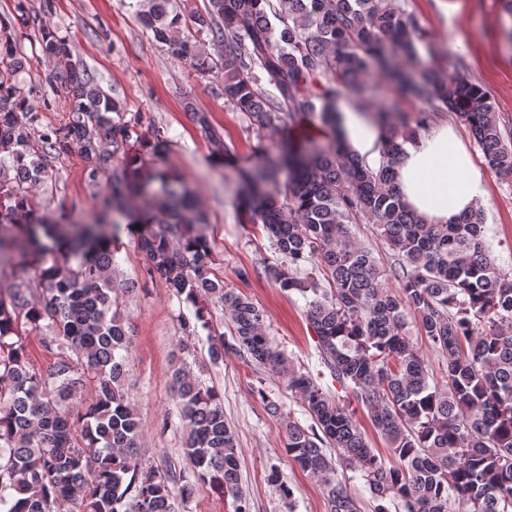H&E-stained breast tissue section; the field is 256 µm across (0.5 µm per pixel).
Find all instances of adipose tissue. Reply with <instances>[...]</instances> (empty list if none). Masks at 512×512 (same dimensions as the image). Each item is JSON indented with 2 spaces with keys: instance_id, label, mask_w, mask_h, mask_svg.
<instances>
[{
  "instance_id": "1",
  "label": "adipose tissue",
  "mask_w": 512,
  "mask_h": 512,
  "mask_svg": "<svg viewBox=\"0 0 512 512\" xmlns=\"http://www.w3.org/2000/svg\"><path fill=\"white\" fill-rule=\"evenodd\" d=\"M343 134L359 155L374 159L381 132L363 110L342 112ZM405 201L432 223L448 224L485 203L487 191L472 154L451 126L425 132L406 145L399 167Z\"/></svg>"
}]
</instances>
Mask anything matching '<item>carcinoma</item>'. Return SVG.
Here are the masks:
<instances>
[{
	"mask_svg": "<svg viewBox=\"0 0 512 512\" xmlns=\"http://www.w3.org/2000/svg\"><path fill=\"white\" fill-rule=\"evenodd\" d=\"M148 2L139 18L153 41L203 71L222 67L224 98L250 126L278 129L319 109L325 141L290 146L244 173L240 208L273 243L276 262L265 272L285 292H312L306 320L321 363L365 407L394 463L369 447L347 406L273 344L264 312L212 277V243L185 191L172 187L163 201L144 197L164 215L138 239L148 274L188 302L209 296L230 312L232 341L210 335L213 362L243 350L300 396L313 420L309 427L276 402L268 406L282 419L288 456L322 482L327 512L363 509L338 477L340 467L360 472L372 512H390V502L404 512H448L450 503L461 512H512V270L488 254L482 208L452 224H431L402 199L396 172L404 145L440 111L468 127L490 169L512 175V142L488 91L461 74L408 72L418 26L392 0H208L192 20L218 48L215 59L174 35L181 16L172 0ZM39 32L46 55L69 56L66 40L50 25ZM373 69L433 108L376 112V167L336 131L340 100L365 97ZM263 79L276 93L261 91ZM64 88L71 117L44 135L45 148L58 154L77 148L88 180L110 174V193L92 222L59 229L76 266L52 265L40 271L36 286L22 282L0 294V512H61L68 503L79 504L80 512H176L175 499L186 502L210 486L233 498L235 512H250L222 395L187 368L173 372L171 389L191 476L161 471L139 456L140 421L125 390L133 330L118 310L127 287L113 278L108 219L141 195L152 176L129 154L143 133L124 119V101L106 94L80 63L69 66ZM26 109L24 90L1 68L0 153L16 159V175L15 185L0 186V260L23 261L45 249L42 236H52L28 195L47 164L44 153L25 162L28 131L18 113ZM119 154L124 161L116 165ZM284 169L288 179L279 185ZM361 218L394 252L400 293L385 286L386 270L355 241L351 225ZM303 262L312 271L301 272ZM318 273L328 288L320 287ZM410 316L446 356L441 382L405 333ZM27 327L47 332L56 361L46 374L29 367ZM88 387L92 403L72 413ZM327 448L336 449V458Z\"/></svg>",
	"mask_w": 512,
	"mask_h": 512,
	"instance_id": "1",
	"label": "carcinoma"
}]
</instances>
